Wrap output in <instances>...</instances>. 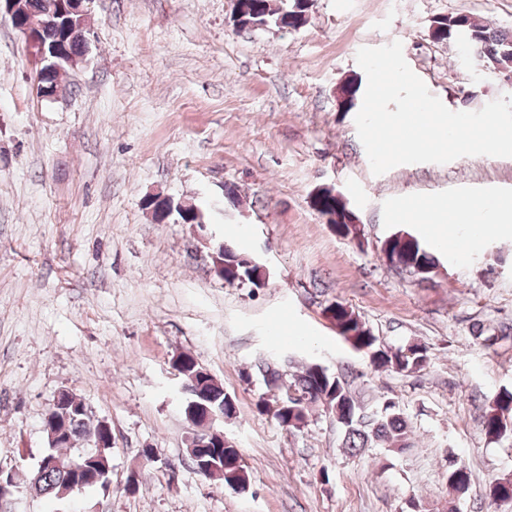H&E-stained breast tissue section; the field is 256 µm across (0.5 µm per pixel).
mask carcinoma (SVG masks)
Instances as JSON below:
<instances>
[{"label": "carcinoma", "mask_w": 512, "mask_h": 512, "mask_svg": "<svg viewBox=\"0 0 512 512\" xmlns=\"http://www.w3.org/2000/svg\"><path fill=\"white\" fill-rule=\"evenodd\" d=\"M54 2L26 0V12L12 22L13 27L41 28L45 39L63 43L66 54L83 55L87 44L73 34V30L79 26V16L73 15L68 19L65 33L59 27L45 26L46 11ZM310 7L311 0H238L239 21L235 26L240 30L263 26L298 29L306 23ZM462 30L467 31L471 38L472 56L483 63L490 73L512 71V31L491 28L477 18L462 13L437 17L430 25L432 37L439 42H456ZM359 91L358 80L350 78L345 82L340 95L342 111L348 112L357 106ZM319 206L322 214L335 217L334 223L343 231V237L360 240L358 225L345 223L349 207L341 198L323 192ZM382 250L393 261L392 269L418 280L431 279L439 266L432 246L412 233L405 239L395 237L384 242ZM218 262L222 263L218 273L225 282H246L255 288L264 287V271L246 267L241 254L232 248L224 247V254L218 255ZM325 310L334 314L332 324L338 335L354 350L364 353L374 366L397 374H413L424 369L428 359L426 346L409 343L392 347L382 343L361 317L342 302L332 303ZM199 369L194 356L183 355L181 374L186 381V397L191 401L202 397L204 404L212 411L222 412L226 417L236 414L233 397L218 385L204 383ZM288 390L297 394V399L281 398L275 400L273 405L264 403L284 428H301L311 408L321 405L333 414L336 423L344 430L343 447L353 455L366 448L392 451L410 447L413 426L399 404L378 399L369 404L362 402L339 373L333 374L319 364H312L290 383ZM482 425L491 439L498 440L512 432V392L505 390L494 397L483 413ZM93 427L94 423L87 413L75 412L67 421V440L59 448L46 449L34 469L44 496L55 499L60 488L68 484L71 479L68 463L75 456L88 457L92 476L106 472V466L110 465L111 449H104L100 456L98 449L86 447V436ZM213 462L224 467L223 473L216 475V478L224 480L226 485H246L247 472L234 448L224 449ZM458 482L470 483V472L457 456L450 454L446 470L448 491L455 492Z\"/></svg>", "instance_id": "obj_1"}]
</instances>
